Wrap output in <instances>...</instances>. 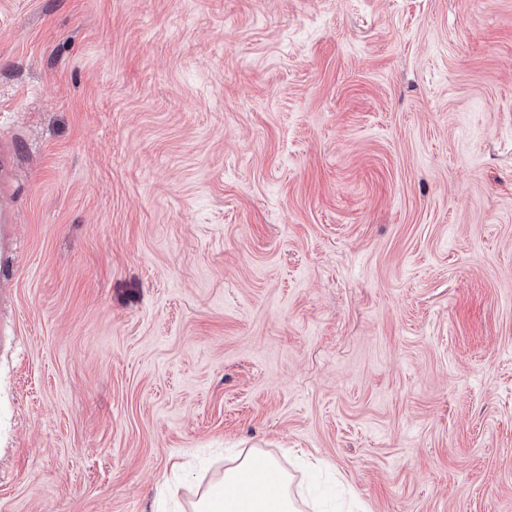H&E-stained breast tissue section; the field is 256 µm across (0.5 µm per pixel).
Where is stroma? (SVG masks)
Masks as SVG:
<instances>
[{
  "label": "stroma",
  "instance_id": "obj_1",
  "mask_svg": "<svg viewBox=\"0 0 512 512\" xmlns=\"http://www.w3.org/2000/svg\"><path fill=\"white\" fill-rule=\"evenodd\" d=\"M0 512H512V0H0ZM239 463L208 485L192 504L194 512H298L291 479L278 462L250 449L240 452ZM249 473L251 479L242 476Z\"/></svg>",
  "mask_w": 512,
  "mask_h": 512
}]
</instances>
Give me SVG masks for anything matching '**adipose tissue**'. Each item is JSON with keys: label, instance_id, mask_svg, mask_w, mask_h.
Segmentation results:
<instances>
[{"label": "adipose tissue", "instance_id": "adipose-tissue-1", "mask_svg": "<svg viewBox=\"0 0 512 512\" xmlns=\"http://www.w3.org/2000/svg\"><path fill=\"white\" fill-rule=\"evenodd\" d=\"M193 512H299L291 479L278 462L251 449L237 465L208 485L192 505Z\"/></svg>", "mask_w": 512, "mask_h": 512}]
</instances>
